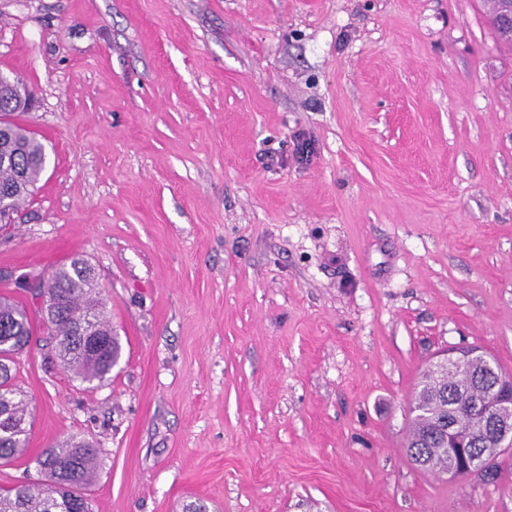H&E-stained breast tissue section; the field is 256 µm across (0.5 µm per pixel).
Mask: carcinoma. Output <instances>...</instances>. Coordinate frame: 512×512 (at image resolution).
<instances>
[{"label": "carcinoma", "instance_id": "carcinoma-1", "mask_svg": "<svg viewBox=\"0 0 512 512\" xmlns=\"http://www.w3.org/2000/svg\"><path fill=\"white\" fill-rule=\"evenodd\" d=\"M31 100L22 83L0 92V194L9 197L13 214L33 194L46 168L43 143L12 120ZM38 321L47 335L46 359L82 383H102L118 364L121 343L96 288L94 269L74 257L47 277ZM33 318L26 307L0 296V464L7 465L27 450L31 421L25 394L15 383L16 358L31 343ZM482 368L461 365L452 375L429 372L415 392L405 448L413 465L443 474L448 426L467 401L486 390ZM41 478L0 490V512H91L86 490L97 471V449L72 436L44 448L36 457Z\"/></svg>", "mask_w": 512, "mask_h": 512}]
</instances>
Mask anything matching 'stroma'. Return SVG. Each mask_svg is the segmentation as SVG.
Segmentation results:
<instances>
[{
	"mask_svg": "<svg viewBox=\"0 0 512 512\" xmlns=\"http://www.w3.org/2000/svg\"><path fill=\"white\" fill-rule=\"evenodd\" d=\"M487 0H0L34 196L0 295L79 255L123 347L89 389L35 331L42 448L98 449L93 512H512L404 444L422 371L512 372V48ZM310 142L308 158L295 151Z\"/></svg>",
	"mask_w": 512,
	"mask_h": 512,
	"instance_id": "obj_1",
	"label": "stroma"
}]
</instances>
